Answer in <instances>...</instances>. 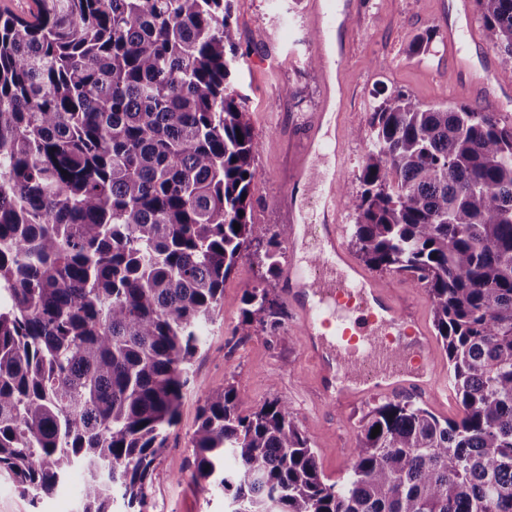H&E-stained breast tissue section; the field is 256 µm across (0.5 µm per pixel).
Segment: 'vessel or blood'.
I'll return each mask as SVG.
<instances>
[{
  "label": "vessel or blood",
  "mask_w": 512,
  "mask_h": 512,
  "mask_svg": "<svg viewBox=\"0 0 512 512\" xmlns=\"http://www.w3.org/2000/svg\"><path fill=\"white\" fill-rule=\"evenodd\" d=\"M354 0H315L309 23L316 34V61L325 89L336 83L331 65V36L337 22L354 17ZM470 90L485 107L512 92V82L495 72L469 74ZM334 112L314 113L306 128L301 167L294 179L310 178L319 192L312 212L289 207L291 222H303L311 236L304 261L292 260L282 271V288L300 326L304 345L318 362L324 395L340 402L375 392H412L436 399L448 387L433 338L409 299L389 281L359 267L349 257L344 229L338 223L336 185L346 166L341 140L323 135ZM330 157V170L317 166Z\"/></svg>",
  "instance_id": "b4317fda"
}]
</instances>
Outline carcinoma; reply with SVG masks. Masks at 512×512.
Returning <instances> with one entry per match:
<instances>
[{"mask_svg":"<svg viewBox=\"0 0 512 512\" xmlns=\"http://www.w3.org/2000/svg\"><path fill=\"white\" fill-rule=\"evenodd\" d=\"M34 3L0 11V474L35 505L81 467L79 512H146L224 280L287 232L253 219L231 0ZM476 3L512 69V0ZM368 125L352 241L427 290L462 417L374 404L340 486L288 401L214 389L192 466L224 512H512V126L400 92ZM242 304L240 336L286 318Z\"/></svg>","mask_w":512,"mask_h":512,"instance_id":"carcinoma-1","label":"carcinoma"}]
</instances>
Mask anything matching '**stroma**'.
I'll return each instance as SVG.
<instances>
[{
	"instance_id": "stroma-1",
	"label": "stroma",
	"mask_w": 512,
	"mask_h": 512,
	"mask_svg": "<svg viewBox=\"0 0 512 512\" xmlns=\"http://www.w3.org/2000/svg\"><path fill=\"white\" fill-rule=\"evenodd\" d=\"M310 6L311 0H233L240 56L229 84L242 97L258 142V174L251 193L259 224L288 225L283 200L290 194L305 209L314 206L312 186L291 183L304 150L302 128L312 113L321 110L324 99L307 24ZM447 16L443 0H356L354 19L337 29L335 42L344 48L338 61L344 93L336 109L349 123L344 195L361 189L357 166L370 135L369 114L387 94L401 91L426 106L464 104L481 111L480 101L462 90L463 79L454 72L455 51L443 28ZM467 23L478 34L462 48L472 72L499 65L501 52L487 41L473 2ZM421 37L429 39L430 48L417 54L412 45ZM262 285L277 291L281 279H263L248 255L225 280L224 302L203 330L205 343L191 367V385L153 475L148 512H224L222 495L191 477V436L205 394L227 384L245 392L249 409L277 396L286 399L327 482L345 477L361 420L377 398L367 396L343 408L322 403L315 384L317 366L303 346L294 316H287L274 332L235 335L244 292ZM85 481V471L74 469L64 485L34 507L0 477V512H72Z\"/></svg>"
}]
</instances>
